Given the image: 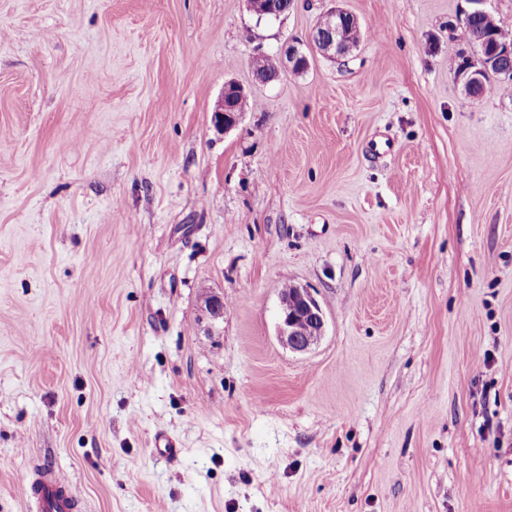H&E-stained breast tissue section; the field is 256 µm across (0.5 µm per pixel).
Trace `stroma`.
Segmentation results:
<instances>
[{"instance_id":"obj_1","label":"stroma","mask_w":512,"mask_h":512,"mask_svg":"<svg viewBox=\"0 0 512 512\" xmlns=\"http://www.w3.org/2000/svg\"><path fill=\"white\" fill-rule=\"evenodd\" d=\"M335 6L351 56L255 82ZM467 8L0 0V512L42 467L79 512H512V94H464ZM249 8L252 13L257 17V21L276 19L289 11L292 7V0L286 7H282L280 3L286 4L285 1L275 0H247ZM245 97L246 93L244 88L235 81L225 83L224 90L214 110V124L217 129L223 130L224 133L234 128L242 115V112L247 111L253 106V103L245 97L238 99V109L235 103L236 97ZM290 284L280 291V315L277 328L279 342L292 352H305L315 345L325 332V315L318 300L307 289ZM294 308V314L290 309ZM302 321L306 327L299 323Z\"/></svg>"}]
</instances>
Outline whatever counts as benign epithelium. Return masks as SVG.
<instances>
[{
	"mask_svg": "<svg viewBox=\"0 0 512 512\" xmlns=\"http://www.w3.org/2000/svg\"><path fill=\"white\" fill-rule=\"evenodd\" d=\"M257 21L276 19L290 10L278 0H247ZM487 0H467L470 4L464 12L462 29L468 47L476 54L478 62L466 59L459 71L464 78V89L469 95L478 96L485 90V76L493 73L500 80L512 81V42L499 41L491 35L470 36L469 19L478 13L487 12ZM351 20L359 26L358 19L342 8H334L324 13V19L311 29L307 36V46L324 57L345 58L351 55L354 47L342 37L340 21ZM303 71L308 66V58L302 50V43L296 41L285 46L280 62H272L265 73H253L254 80L268 84L279 78L283 66ZM245 97L244 88L235 81L225 83L224 90L214 110V124L217 129L229 131L234 128L242 115L237 109L236 97ZM206 311L215 323L224 321V301L219 296H211L206 301ZM325 332V315L312 293L299 285L280 292V315L277 328L279 342L292 352H305L315 345Z\"/></svg>",
	"mask_w": 512,
	"mask_h": 512,
	"instance_id": "obj_1",
	"label": "benign epithelium"
}]
</instances>
